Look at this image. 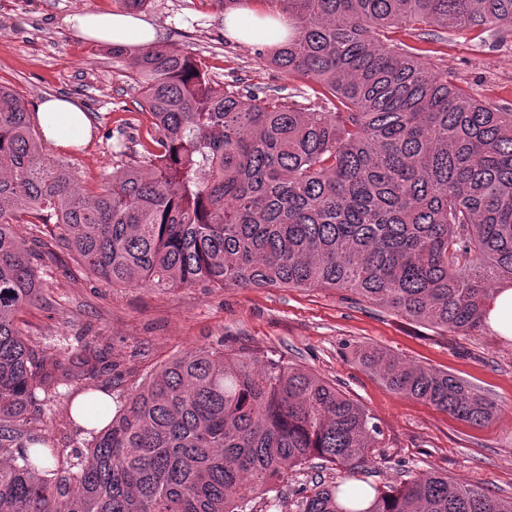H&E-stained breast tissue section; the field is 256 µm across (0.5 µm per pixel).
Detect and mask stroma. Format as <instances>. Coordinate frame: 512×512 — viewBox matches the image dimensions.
Returning <instances> with one entry per match:
<instances>
[{
	"instance_id": "35a3bbf8",
	"label": "stroma",
	"mask_w": 512,
	"mask_h": 512,
	"mask_svg": "<svg viewBox=\"0 0 512 512\" xmlns=\"http://www.w3.org/2000/svg\"><path fill=\"white\" fill-rule=\"evenodd\" d=\"M114 8L113 0H0V83L21 95L29 110L55 95L92 114L93 138L80 150L51 156L71 164L93 191L112 170L122 123L134 126L140 141L150 125L138 106L141 95L129 62L112 58L106 43L80 37L68 22L85 9ZM141 16L157 27L161 40L193 53L218 83L232 76L251 86L289 83L258 58L254 46L225 43L224 16L210 0H151ZM396 37L415 47L432 71L451 73L479 99L512 107V29L453 32L431 26L402 29ZM41 276L38 300L21 315L31 346L49 359L70 355L86 341L99 351L96 372L51 396L40 414L43 435L63 454L83 449L88 439L69 414L72 400L87 389L120 399L181 352L256 347L336 383L379 425L383 446L359 481L396 486L407 468L417 467L497 498L512 497V342L490 329L442 332L335 288H119L59 248L45 254ZM365 346L462 378L497 403V417L474 427L394 394L359 364L356 352ZM331 475L311 461L267 498L252 500L246 512H296V490Z\"/></svg>"
}]
</instances>
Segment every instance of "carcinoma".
Instances as JSON below:
<instances>
[{"instance_id": "cac0c4a2", "label": "carcinoma", "mask_w": 512, "mask_h": 512, "mask_svg": "<svg viewBox=\"0 0 512 512\" xmlns=\"http://www.w3.org/2000/svg\"><path fill=\"white\" fill-rule=\"evenodd\" d=\"M288 21L268 58L303 83L286 97L216 84L156 42L132 58L143 153L119 139L97 193L48 156L25 100L0 84V512H245L313 459L341 479L297 512H512L433 471L349 485L381 430L336 385L252 349L196 348L133 387L88 431L86 463L39 466L34 426L97 350L54 375L18 325L40 290L44 240L114 286L337 288L446 332L475 333L512 284V108L486 104L394 39L404 26L511 28L512 0H262ZM363 367L401 396L482 426L475 386L376 347ZM368 506H361L362 501Z\"/></svg>"}]
</instances>
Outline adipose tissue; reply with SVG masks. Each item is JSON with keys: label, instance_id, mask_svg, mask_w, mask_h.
I'll use <instances>...</instances> for the list:
<instances>
[{"label": "adipose tissue", "instance_id": "adipose-tissue-1", "mask_svg": "<svg viewBox=\"0 0 512 512\" xmlns=\"http://www.w3.org/2000/svg\"><path fill=\"white\" fill-rule=\"evenodd\" d=\"M69 22L81 34L105 42L145 48L158 39V30L153 24L120 11H82L71 16ZM36 119L45 140L59 150L85 145L92 137L90 115L63 96L43 99L37 107Z\"/></svg>", "mask_w": 512, "mask_h": 512}]
</instances>
